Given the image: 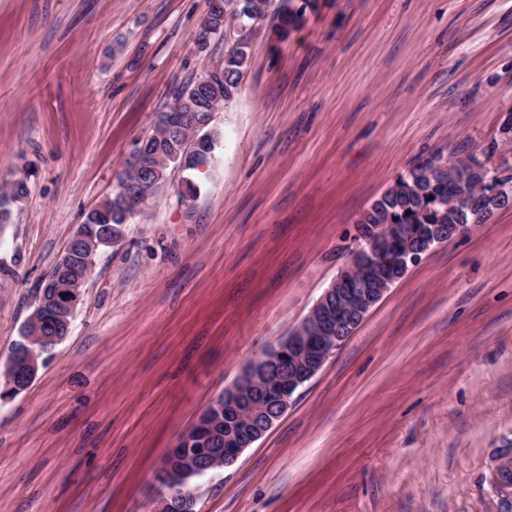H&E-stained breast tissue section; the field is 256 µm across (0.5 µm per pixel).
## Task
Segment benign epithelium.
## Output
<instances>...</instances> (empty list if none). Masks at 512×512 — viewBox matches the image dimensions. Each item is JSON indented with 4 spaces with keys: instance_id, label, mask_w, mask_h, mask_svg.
I'll return each instance as SVG.
<instances>
[{
    "instance_id": "7a95c632",
    "label": "benign epithelium",
    "mask_w": 512,
    "mask_h": 512,
    "mask_svg": "<svg viewBox=\"0 0 512 512\" xmlns=\"http://www.w3.org/2000/svg\"><path fill=\"white\" fill-rule=\"evenodd\" d=\"M165 135L185 133L188 124L179 106L163 115ZM137 168L162 172L139 147L128 155ZM468 224H434L416 241L408 244L403 262H389L387 271L375 274L381 262L382 238L374 224L356 227L349 260L334 282L313 305L300 325L276 346L250 361L224 394L214 399L201 413L193 429L170 451L173 464L161 474L167 484L156 500L154 512H195L196 497L185 491L182 473L198 469L207 460L232 464L241 451L259 440L288 410L294 392L310 381L326 361L354 334L364 318L400 279L407 263H416L447 239L466 234ZM100 241L78 228L64 255L43 280L40 294L27 317L26 328L41 345V354L22 363V376H35L45 362L44 355L62 342L70 332L87 281V270L95 264ZM58 314L59 324L51 335L42 331L46 313ZM512 472V448L499 454L489 480L502 484Z\"/></svg>"
}]
</instances>
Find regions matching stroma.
Returning a JSON list of instances; mask_svg holds the SVG:
<instances>
[{
	"mask_svg": "<svg viewBox=\"0 0 512 512\" xmlns=\"http://www.w3.org/2000/svg\"><path fill=\"white\" fill-rule=\"evenodd\" d=\"M206 0H0V364L43 279L199 55ZM512 0H319L266 18L183 175L102 248L69 335L0 403V512H150L170 448L334 281L362 213L433 153L512 166ZM512 207L429 252L196 512H506Z\"/></svg>",
	"mask_w": 512,
	"mask_h": 512,
	"instance_id": "1",
	"label": "stroma"
}]
</instances>
